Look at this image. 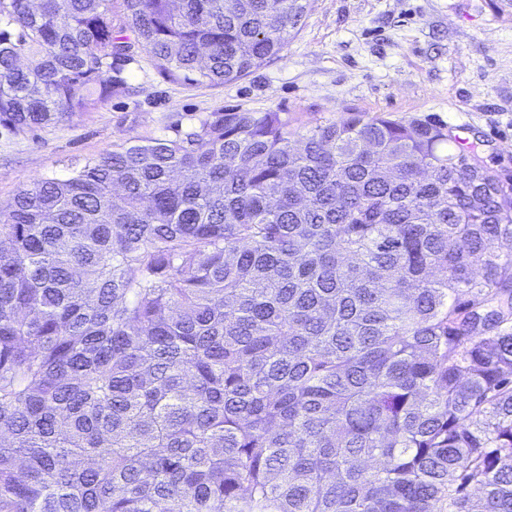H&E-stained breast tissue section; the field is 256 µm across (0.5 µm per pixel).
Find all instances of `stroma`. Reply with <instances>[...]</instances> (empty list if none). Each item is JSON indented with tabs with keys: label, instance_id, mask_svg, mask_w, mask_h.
Masks as SVG:
<instances>
[{
	"label": "stroma",
	"instance_id": "stroma-1",
	"mask_svg": "<svg viewBox=\"0 0 512 512\" xmlns=\"http://www.w3.org/2000/svg\"><path fill=\"white\" fill-rule=\"evenodd\" d=\"M131 89L73 121L0 127V208L112 144L175 135L219 108L280 112L308 129L353 112L430 116L512 177V6L506 0H305L282 58L223 85L170 83L148 57Z\"/></svg>",
	"mask_w": 512,
	"mask_h": 512
}]
</instances>
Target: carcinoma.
<instances>
[{
    "instance_id": "obj_1",
    "label": "carcinoma",
    "mask_w": 512,
    "mask_h": 512,
    "mask_svg": "<svg viewBox=\"0 0 512 512\" xmlns=\"http://www.w3.org/2000/svg\"><path fill=\"white\" fill-rule=\"evenodd\" d=\"M0 0V126L218 85L302 0ZM134 34V41L124 32ZM428 117L217 109L0 209V512H512V179Z\"/></svg>"
}]
</instances>
